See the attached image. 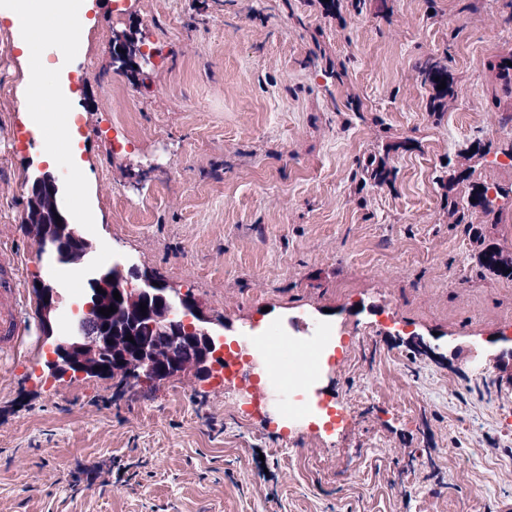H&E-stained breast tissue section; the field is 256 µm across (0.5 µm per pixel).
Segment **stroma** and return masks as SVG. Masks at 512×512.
<instances>
[{"label":"stroma","instance_id":"35a3bbf8","mask_svg":"<svg viewBox=\"0 0 512 512\" xmlns=\"http://www.w3.org/2000/svg\"><path fill=\"white\" fill-rule=\"evenodd\" d=\"M0 0V241L24 293L51 266L78 281L138 265L237 330L316 317L363 345L332 352L314 396L341 421L283 427L278 405L207 380L50 378L48 342L0 356V512H512V381L476 377L512 336V0H77L81 50L44 63L70 126L40 136L20 114L29 28ZM135 25L160 60L145 77L112 65V33ZM441 60L455 95L432 109L419 60ZM70 168L61 198L93 244L81 265L41 252L24 221L33 180ZM384 160L385 182L361 171ZM86 182L82 199L73 185ZM501 190L493 211L449 214L447 196ZM437 339L438 349L414 335ZM140 463L123 485L113 460ZM99 468L95 482L75 481Z\"/></svg>","mask_w":512,"mask_h":512}]
</instances>
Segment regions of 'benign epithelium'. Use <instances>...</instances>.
<instances>
[{
  "instance_id": "obj_1",
  "label": "benign epithelium",
  "mask_w": 512,
  "mask_h": 512,
  "mask_svg": "<svg viewBox=\"0 0 512 512\" xmlns=\"http://www.w3.org/2000/svg\"><path fill=\"white\" fill-rule=\"evenodd\" d=\"M137 33L131 29L116 31L112 38V57L115 65L138 73L151 64L148 55L137 49ZM59 196V179L52 172L37 177L30 188V199L43 192ZM40 249L50 251L64 264H80L92 249L91 242L68 222L61 206H56L38 227H30ZM89 300L83 305L81 317L67 336L54 334L51 313L62 303V293L52 283L33 286L38 297L41 323L46 338L53 341L51 358L46 366L51 375L70 377H107L108 359L121 363L129 372L160 384L175 377L191 374L197 378L211 375L214 363L222 362L217 340L221 335L209 324L212 319L200 302L188 293L156 279L133 264L128 269L115 266L102 269L88 280ZM106 291L101 294L96 288ZM121 297L119 304L135 311L132 323L149 325L151 336L133 347L121 342L112 332L95 325V303ZM146 304V313L140 304Z\"/></svg>"
}]
</instances>
